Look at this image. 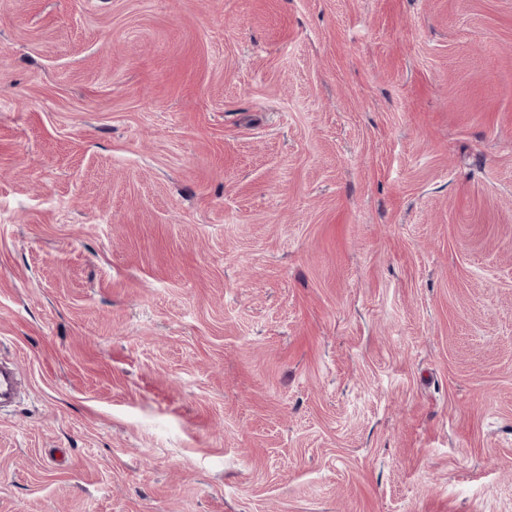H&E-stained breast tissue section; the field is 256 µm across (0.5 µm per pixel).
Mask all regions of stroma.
<instances>
[{
	"instance_id": "stroma-1",
	"label": "stroma",
	"mask_w": 512,
	"mask_h": 512,
	"mask_svg": "<svg viewBox=\"0 0 512 512\" xmlns=\"http://www.w3.org/2000/svg\"><path fill=\"white\" fill-rule=\"evenodd\" d=\"M0 512H512V0H0Z\"/></svg>"
}]
</instances>
